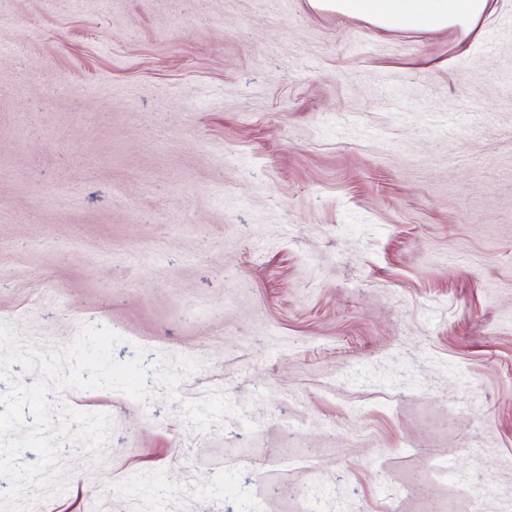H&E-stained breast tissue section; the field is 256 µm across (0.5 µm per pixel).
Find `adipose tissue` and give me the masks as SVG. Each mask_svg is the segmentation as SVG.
<instances>
[{
    "label": "adipose tissue",
    "instance_id": "ef3b65f1",
    "mask_svg": "<svg viewBox=\"0 0 512 512\" xmlns=\"http://www.w3.org/2000/svg\"><path fill=\"white\" fill-rule=\"evenodd\" d=\"M313 4L352 17H369L382 28L414 21L440 31L475 20L485 10L487 0H313Z\"/></svg>",
    "mask_w": 512,
    "mask_h": 512
}]
</instances>
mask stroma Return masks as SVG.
I'll list each match as a JSON object with an SVG mask.
<instances>
[{"label": "stroma", "mask_w": 512, "mask_h": 512, "mask_svg": "<svg viewBox=\"0 0 512 512\" xmlns=\"http://www.w3.org/2000/svg\"><path fill=\"white\" fill-rule=\"evenodd\" d=\"M0 322L190 358L28 512H512V0H0ZM307 484L308 500L287 486ZM488 0H313L315 7L352 17H369L381 28L415 21L432 30L465 26L479 17Z\"/></svg>", "instance_id": "1"}]
</instances>
